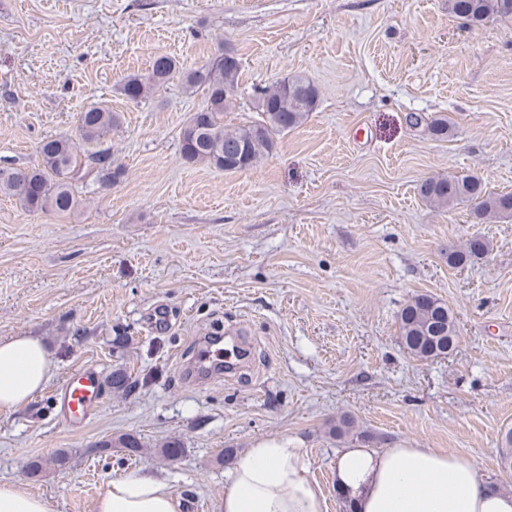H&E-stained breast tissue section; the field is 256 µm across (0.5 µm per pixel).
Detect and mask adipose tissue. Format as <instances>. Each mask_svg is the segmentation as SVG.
Instances as JSON below:
<instances>
[{
  "mask_svg": "<svg viewBox=\"0 0 512 512\" xmlns=\"http://www.w3.org/2000/svg\"><path fill=\"white\" fill-rule=\"evenodd\" d=\"M52 362L33 336L0 340V413L27 405L46 386ZM334 483L353 512H512V492L492 487L464 454L438 448L353 443L336 458ZM219 512H326L301 449L289 442L248 449L234 464ZM94 512H180L166 480L151 472L113 479Z\"/></svg>",
  "mask_w": 512,
  "mask_h": 512,
  "instance_id": "ef3b65f1",
  "label": "adipose tissue"
}]
</instances>
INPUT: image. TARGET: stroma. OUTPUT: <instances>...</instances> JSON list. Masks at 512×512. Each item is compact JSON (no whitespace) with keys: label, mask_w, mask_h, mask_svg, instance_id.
Masks as SVG:
<instances>
[{"label":"stroma","mask_w":512,"mask_h":512,"mask_svg":"<svg viewBox=\"0 0 512 512\" xmlns=\"http://www.w3.org/2000/svg\"><path fill=\"white\" fill-rule=\"evenodd\" d=\"M224 46L242 63L226 126L256 118L259 90L283 76L319 89L250 171L182 159L204 97L179 79L138 103L119 91L157 55L195 67ZM93 102L121 122L79 149L110 153L112 186L75 183L68 215L0 194V339L38 337L53 363L40 394L0 413V483L49 512H94L112 479L149 469L180 512H218L236 456L282 440L343 512L329 430L350 415L374 447L459 452L512 490L498 454L512 430V218L419 193L459 175L512 193V19L472 27L448 0H0V168L36 166L45 138L77 140ZM476 234L491 252L449 265L448 243ZM419 294L454 313L448 355L419 360L400 343L398 314ZM229 323L254 343L248 369L188 382L199 337ZM87 366L142 387H102L100 410L70 421L53 396ZM123 433L142 453L107 447ZM172 438L184 451L170 461L158 450ZM63 450L66 469L29 474Z\"/></svg>","instance_id":"35a3bbf8"}]
</instances>
